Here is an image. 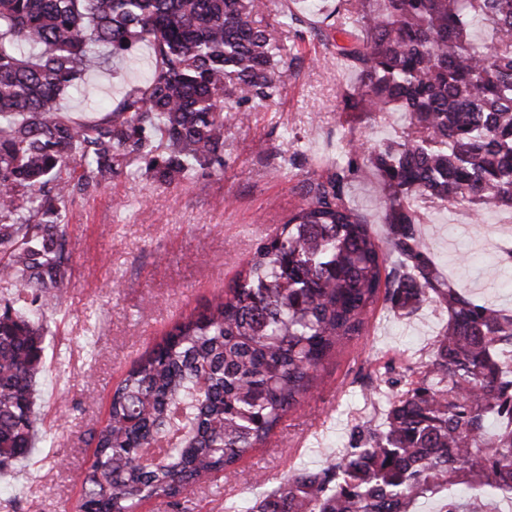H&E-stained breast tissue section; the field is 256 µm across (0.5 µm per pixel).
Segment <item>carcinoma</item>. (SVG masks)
<instances>
[{
  "label": "carcinoma",
  "instance_id": "carcinoma-1",
  "mask_svg": "<svg viewBox=\"0 0 512 512\" xmlns=\"http://www.w3.org/2000/svg\"><path fill=\"white\" fill-rule=\"evenodd\" d=\"M263 0H0V472L39 430L44 307L69 285L66 228L78 192L129 152L164 181L223 165L224 113L278 97L293 76ZM323 34L364 93L347 110L403 112L381 149L351 151L307 180L304 202L237 279L141 357L112 393L84 472L85 512H134L209 477L229 481L309 397L320 366L363 335L380 293L395 311L448 313L424 370L389 400L379 429L319 470L289 477L245 512H444L512 503V315L446 278L418 200L512 207V0H338ZM481 19L491 40L475 44ZM152 48L145 85L99 119L58 106L105 55ZM385 192V239L346 202L359 168ZM394 257L386 267V254Z\"/></svg>",
  "mask_w": 512,
  "mask_h": 512
}]
</instances>
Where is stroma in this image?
Instances as JSON below:
<instances>
[{
  "label": "stroma",
  "instance_id": "obj_1",
  "mask_svg": "<svg viewBox=\"0 0 512 512\" xmlns=\"http://www.w3.org/2000/svg\"><path fill=\"white\" fill-rule=\"evenodd\" d=\"M265 2L268 13L286 5L304 19L302 38L286 27L277 34L297 76L275 100L228 114L223 166L199 167L169 183L130 153L118 174L76 196L63 212L70 286L47 313L37 400L53 442L0 475V512H76L79 474L95 451L90 437L106 423L112 393L132 365L233 284L258 243L302 203V186L314 171L349 146H380L403 127L401 112L345 111V95L362 82L320 38L336 0H326L317 14L306 13L305 0ZM151 67L152 51L140 44L87 74L60 106L74 117L95 118L96 105H117L144 85ZM347 200L384 235L377 176L360 170ZM424 213L420 232L442 270L468 295L512 314V210L478 215L465 206L428 207ZM447 321L431 304L402 315L378 303L364 335L325 362L312 395L238 462L235 479L198 485L175 507L159 498L142 502L139 512H244L289 475L342 455L355 443V427L382 425L390 396L427 359Z\"/></svg>",
  "mask_w": 512,
  "mask_h": 512
}]
</instances>
